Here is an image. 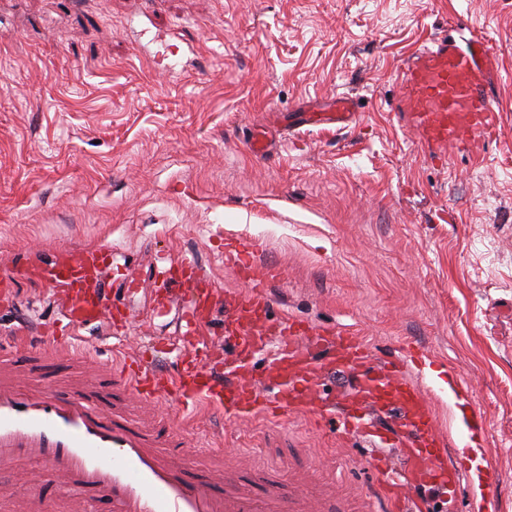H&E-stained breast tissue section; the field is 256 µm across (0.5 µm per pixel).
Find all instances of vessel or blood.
Listing matches in <instances>:
<instances>
[{
	"label": "vessel or blood",
	"instance_id": "vessel-or-blood-1",
	"mask_svg": "<svg viewBox=\"0 0 512 512\" xmlns=\"http://www.w3.org/2000/svg\"><path fill=\"white\" fill-rule=\"evenodd\" d=\"M499 68L483 38L436 35L401 71L398 116L438 158L479 154L501 127L493 93ZM353 108L341 94L298 119L342 126L354 120ZM258 251L257 242H241L224 261L248 277ZM117 266L111 249L89 248L33 270L57 288L72 325L110 316L123 352L104 361L94 350L47 345L39 336L17 347L0 342V471L14 475L0 484V512H323L304 477L282 483L235 448L214 465L199 433L171 422L165 404L174 395L182 409L240 426L306 414L344 439L368 440L378 448L368 458L376 493L363 512H403L409 504L428 512L431 503L465 494L477 512H495V471L474 449L484 435L481 413L465 417L461 440L448 452L426 392L399 364L375 362L344 330L273 318L267 283L275 269L225 300L190 260L175 274L159 270L156 309L168 308L184 285L194 291L172 341L175 357L162 366L130 343L131 313L99 285ZM219 305L221 347L207 334ZM348 372L347 396L331 400L324 378Z\"/></svg>",
	"mask_w": 512,
	"mask_h": 512
}]
</instances>
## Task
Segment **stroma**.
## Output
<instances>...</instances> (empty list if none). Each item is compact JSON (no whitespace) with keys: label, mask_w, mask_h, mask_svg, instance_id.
I'll list each match as a JSON object with an SVG mask.
<instances>
[{"label":"stroma","mask_w":512,"mask_h":512,"mask_svg":"<svg viewBox=\"0 0 512 512\" xmlns=\"http://www.w3.org/2000/svg\"><path fill=\"white\" fill-rule=\"evenodd\" d=\"M457 22L501 58L499 134L480 157L427 162L394 114L403 60ZM345 93L343 129L286 130ZM267 132L271 154L247 145ZM227 229L274 267V313L359 336L375 360L418 348L459 373L486 423L497 512H512V0H8L0 7V336L69 331L24 271L107 246L126 267L132 336H173L150 310L158 257L195 259L224 297ZM175 421L288 480H335L334 512L365 490L369 445L305 414L238 427Z\"/></svg>","instance_id":"obj_1"}]
</instances>
